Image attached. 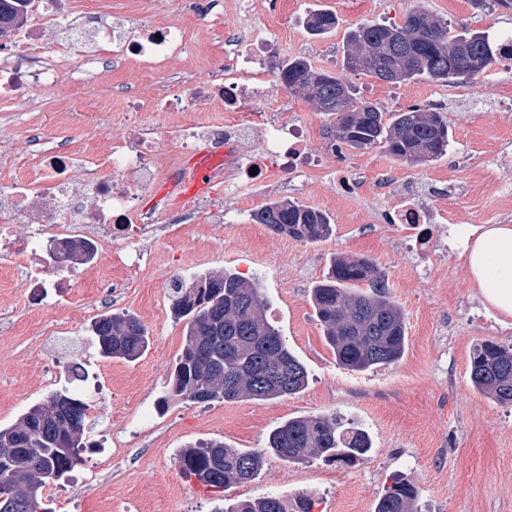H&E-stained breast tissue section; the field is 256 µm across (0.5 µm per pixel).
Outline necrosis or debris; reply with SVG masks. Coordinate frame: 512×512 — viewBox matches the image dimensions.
Returning a JSON list of instances; mask_svg holds the SVG:
<instances>
[{
  "label": "necrosis or debris",
  "instance_id": "4bbe7bcc",
  "mask_svg": "<svg viewBox=\"0 0 512 512\" xmlns=\"http://www.w3.org/2000/svg\"><path fill=\"white\" fill-rule=\"evenodd\" d=\"M24 14L8 37H0V100L30 102L33 90L56 85L70 55H106L119 63L164 68L185 53L181 27L126 31L108 12L77 16L66 0H25ZM249 38H227L224 64L203 78L160 87L151 97L104 98L100 107H119L121 120L106 141L88 138L84 153L67 148L35 150L0 165V256L13 260L20 288H68L75 260L56 264L40 252L43 240H82L95 254L112 249V229L142 237L193 217L192 200L170 207L168 190L182 171L181 159L201 147L223 148L216 180L243 188L251 170L279 183L293 173L308 147L301 128L273 120L287 96L273 98L263 82H238L237 71ZM143 112H177L181 118L159 127L140 120ZM201 112H217V121H201ZM26 233H19V225Z\"/></svg>",
  "mask_w": 512,
  "mask_h": 512
}]
</instances>
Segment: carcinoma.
I'll list each match as a JSON object with an SVG mask.
<instances>
[{"mask_svg":"<svg viewBox=\"0 0 512 512\" xmlns=\"http://www.w3.org/2000/svg\"><path fill=\"white\" fill-rule=\"evenodd\" d=\"M0 0V36L10 31L19 4ZM336 15L309 13L313 35L336 29ZM489 34L456 28L417 6L400 23H359L343 45L340 72L315 68L306 58L282 63L278 76L288 93L335 117L338 151L384 152L410 166L433 162L450 145L443 106L413 104L388 112L364 98L348 75L398 84L415 78L455 83L467 78L462 63L480 64L482 73L498 59ZM273 233L305 244L334 232L324 212L297 201L274 200L252 215ZM315 316L336 362L352 372L398 363L406 350L405 315L392 299L386 274L366 256H337L326 276L310 290ZM170 311L184 323L186 342L171 376L168 396L205 403L273 400L302 392L309 384L304 363L288 348L266 315L268 302L255 281L229 271H211L170 288ZM104 358L135 361L150 344L146 327L128 312L103 315L91 326ZM473 388L491 401L512 406V346L483 341L470 356ZM87 403L63 390L30 406L14 424L0 428V512H53L43 507V490L84 462ZM372 448L363 430L342 427L333 413L295 416L270 431L266 448L242 451L221 441H205L180 451L181 474L211 488L254 481L265 454L289 463L323 459L343 467L364 463ZM312 498L267 495L237 501L224 512H310ZM374 512H418V491L403 477L377 500Z\"/></svg>","mask_w":512,"mask_h":512,"instance_id":"obj_1","label":"carcinoma"}]
</instances>
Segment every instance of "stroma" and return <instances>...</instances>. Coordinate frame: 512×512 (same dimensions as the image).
Returning a JSON list of instances; mask_svg holds the SVG:
<instances>
[{"label": "stroma", "mask_w": 512, "mask_h": 512, "mask_svg": "<svg viewBox=\"0 0 512 512\" xmlns=\"http://www.w3.org/2000/svg\"><path fill=\"white\" fill-rule=\"evenodd\" d=\"M249 14L202 18L180 0H111L112 18L125 29L182 24L190 50L171 69L203 74L217 63L230 29L247 19L260 21L274 41L276 59L302 56L317 68L338 70L345 32L361 22L401 21L413 6L489 32L512 30V10L496 0H248ZM334 13L335 32L311 36L307 15ZM275 59V60H276ZM83 59L66 63L67 74L37 90L30 109L0 101V127L27 144L40 136L46 146L76 145L87 133L104 137L118 122L101 112L93 131L63 127L58 112L94 107L97 83L74 82ZM164 71H136L110 64L106 77L116 96L154 93L168 80ZM362 95L395 111L441 101L452 144L431 164L410 167L385 153L320 152L284 186L256 181L244 192L209 190L198 198L192 221L168 224L147 240L117 236L113 257L102 273L80 275L65 307L26 294L0 258V315L10 317L0 333V426L15 422L50 391L69 387L85 401L84 462L45 488L54 512H218L225 502L262 494L295 498L312 495V512H374L394 474H404L419 491L421 512H512V407L476 392L470 381L472 347L485 340L512 345V318L500 319L481 304L464 261L462 245L448 236L458 224H497L512 206V64L495 63L472 80L439 84L413 79L390 84L357 76ZM346 167L367 177L391 173L390 196L365 191L344 201L336 170ZM292 199L327 212L336 230L322 242L305 244L272 233L251 219L274 199ZM442 215L432 224L426 248L411 249L405 225L392 221L402 201ZM224 210L222 226L210 212ZM337 255H366L386 273L390 293L406 317L408 345L397 364L366 372L339 366L326 344L310 304L309 290ZM224 269L258 280L268 317L306 365L309 385L300 394L276 400H166L170 376L185 345L182 323L170 312L173 279ZM122 287L111 305L99 294L100 275ZM129 312L145 325L150 346L135 362L105 359L88 327L108 311ZM336 413L365 430L372 441L367 462L342 468L320 460L289 463L269 454L258 478L222 491L182 477L181 449L220 440L248 450L264 448L269 432L291 416Z\"/></svg>", "instance_id": "1"}]
</instances>
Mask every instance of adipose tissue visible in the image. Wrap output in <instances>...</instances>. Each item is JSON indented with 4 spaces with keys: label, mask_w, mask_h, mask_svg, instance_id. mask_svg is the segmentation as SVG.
<instances>
[{
    "label": "adipose tissue",
    "mask_w": 512,
    "mask_h": 512,
    "mask_svg": "<svg viewBox=\"0 0 512 512\" xmlns=\"http://www.w3.org/2000/svg\"><path fill=\"white\" fill-rule=\"evenodd\" d=\"M470 280L482 302L512 317V225H465L458 231Z\"/></svg>",
    "instance_id": "adipose-tissue-1"
}]
</instances>
